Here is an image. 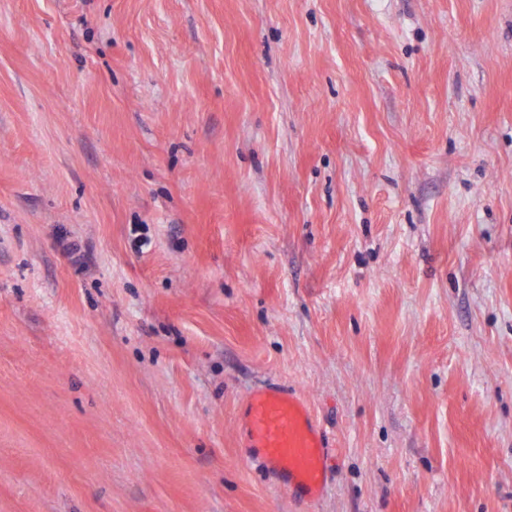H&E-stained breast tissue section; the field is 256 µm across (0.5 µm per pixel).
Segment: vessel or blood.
Instances as JSON below:
<instances>
[{"instance_id": "obj_1", "label": "vessel or blood", "mask_w": 512, "mask_h": 512, "mask_svg": "<svg viewBox=\"0 0 512 512\" xmlns=\"http://www.w3.org/2000/svg\"><path fill=\"white\" fill-rule=\"evenodd\" d=\"M252 447L294 486L318 498L325 482L328 440L308 403L277 385L253 391L243 409Z\"/></svg>"}]
</instances>
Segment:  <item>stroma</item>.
<instances>
[{"instance_id": "stroma-1", "label": "stroma", "mask_w": 512, "mask_h": 512, "mask_svg": "<svg viewBox=\"0 0 512 512\" xmlns=\"http://www.w3.org/2000/svg\"><path fill=\"white\" fill-rule=\"evenodd\" d=\"M0 512H512V0H0ZM243 415L252 448L312 500L322 492L327 471L328 440L308 403L277 385L253 391Z\"/></svg>"}]
</instances>
